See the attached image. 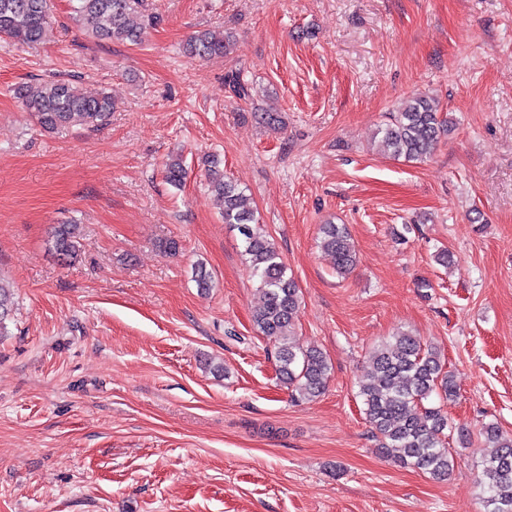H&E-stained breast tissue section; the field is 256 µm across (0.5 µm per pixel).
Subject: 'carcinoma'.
I'll use <instances>...</instances> for the list:
<instances>
[{
  "label": "carcinoma",
  "instance_id": "obj_1",
  "mask_svg": "<svg viewBox=\"0 0 512 512\" xmlns=\"http://www.w3.org/2000/svg\"><path fill=\"white\" fill-rule=\"evenodd\" d=\"M72 12L87 32L97 40L140 41L144 29L156 25L160 17L146 12L145 0H70ZM51 0H0V39L20 44L41 42L49 27ZM230 40L207 31L193 35L184 53L190 59L225 55ZM16 97L38 127L56 132L79 122L97 126L112 112L111 97L102 93L87 97L74 83L53 79L38 85H19ZM439 101L416 95L396 112L389 113L378 128L381 142L394 158L424 161L435 152L441 138L455 125L441 116ZM208 187L220 203L224 223L241 236L263 303L253 314L258 332L276 343V370L291 389V397L311 401L325 390L331 375L327 356L315 347H299L290 341L300 309V290L271 236L259 224L245 189L224 175L221 161L207 160ZM167 183L183 184L187 168L182 157L168 160L164 167ZM53 248L59 260L77 257L81 247L78 224H59L53 231ZM320 248L344 274L357 262L354 242L344 224L321 227ZM15 301L11 289L0 282V330L12 314ZM457 395L449 372L443 369L437 348L409 332L398 331L372 349L359 396L365 416L378 441L383 457L397 466L417 469L436 480L448 479L453 456L446 446L448 419L440 407L428 404L433 398L446 400ZM489 448L478 480L487 497V512H512V435L495 423L484 427Z\"/></svg>",
  "mask_w": 512,
  "mask_h": 512
}]
</instances>
